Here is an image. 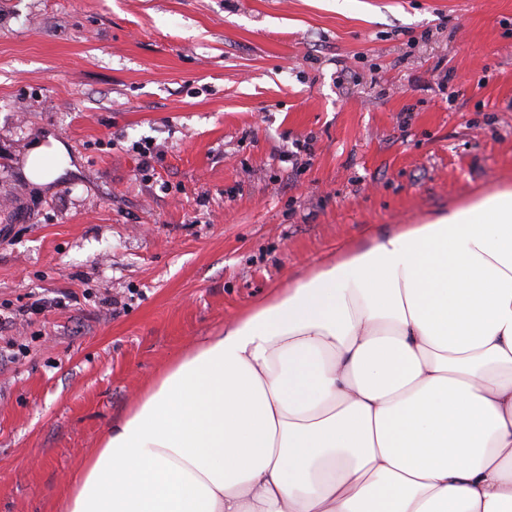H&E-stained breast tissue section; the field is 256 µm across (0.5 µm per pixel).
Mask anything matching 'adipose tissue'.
Returning a JSON list of instances; mask_svg holds the SVG:
<instances>
[{"label":"adipose tissue","instance_id":"adipose-tissue-1","mask_svg":"<svg viewBox=\"0 0 512 512\" xmlns=\"http://www.w3.org/2000/svg\"><path fill=\"white\" fill-rule=\"evenodd\" d=\"M62 509L512 512V185L270 289L140 392Z\"/></svg>","mask_w":512,"mask_h":512}]
</instances>
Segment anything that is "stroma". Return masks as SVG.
<instances>
[{
    "mask_svg": "<svg viewBox=\"0 0 512 512\" xmlns=\"http://www.w3.org/2000/svg\"><path fill=\"white\" fill-rule=\"evenodd\" d=\"M510 182L512 0H0V512L269 288ZM65 147L59 141L52 140L50 147H38L28 157L25 171L34 183L42 185L53 181L62 173L58 160L65 156Z\"/></svg>",
    "mask_w": 512,
    "mask_h": 512,
    "instance_id": "1",
    "label": "stroma"
}]
</instances>
